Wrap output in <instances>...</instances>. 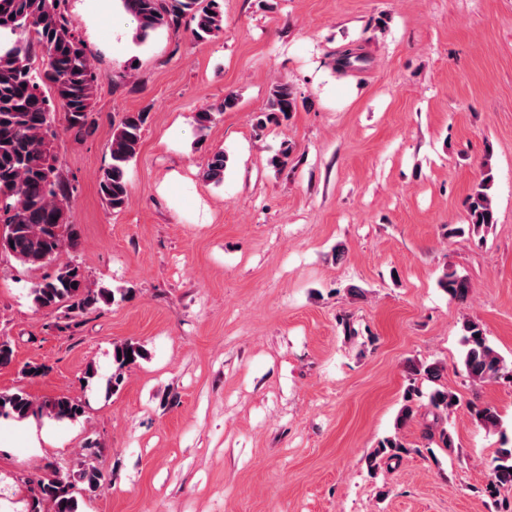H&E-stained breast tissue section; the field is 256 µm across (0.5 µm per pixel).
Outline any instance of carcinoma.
<instances>
[{
    "label": "carcinoma",
    "instance_id": "cac0c4a2",
    "mask_svg": "<svg viewBox=\"0 0 512 512\" xmlns=\"http://www.w3.org/2000/svg\"><path fill=\"white\" fill-rule=\"evenodd\" d=\"M121 6L136 18L134 39L140 43L159 30H179L186 19L193 23L190 32L198 41L224 29L220 0H121ZM361 61L357 50L346 49L336 57V73L344 74ZM99 82L92 54L69 27L61 0H0V256L30 268L43 267L76 245V233L64 214L72 189L61 180L52 150L57 131L50 97L63 105L68 128L75 135H89L93 131L89 115ZM47 89L52 96L45 94ZM297 108L291 85L278 82L271 88L266 111L258 117L256 127L286 119L288 112ZM146 120L145 112H128L112 135L111 162L99 174L98 186L114 212L122 211L128 201V169L138 153ZM226 163L224 152L214 153L202 171V179L223 185ZM492 184L493 176L487 170L467 198V227L452 232L479 234L495 223ZM439 284L454 299L468 298L470 283L454 270L446 271ZM115 294L109 288L92 287L81 266L68 262L58 266L54 275L33 284L29 297L36 309L53 312L63 308L66 318L74 321L102 304L114 302ZM462 331L466 347L463 366L471 381L512 379V367L490 346L480 324L466 320ZM144 357L145 349L136 342L113 345L115 371L106 394L115 391L124 373ZM411 374L414 381L405 390L396 427L415 419L417 402L425 396L432 423L425 425L423 438L429 445L453 451L454 440L447 424L448 415L458 406L454 402L457 395L441 384L442 367L415 363ZM418 380L431 383L428 394L416 385ZM37 412L59 422L76 421L84 415L85 405L65 395L38 405L22 389L0 392V418L24 420ZM475 415L485 429L501 426L499 414L491 407L478 409ZM409 453L398 434L385 436L367 457L368 469L373 472L382 462L398 461ZM93 455L88 447L76 471H55L39 480L29 512H80L76 484H82L83 492L94 493L106 483L104 474L91 461ZM504 491L512 492V448L499 451L484 488L485 495L494 502Z\"/></svg>",
    "mask_w": 512,
    "mask_h": 512
}]
</instances>
